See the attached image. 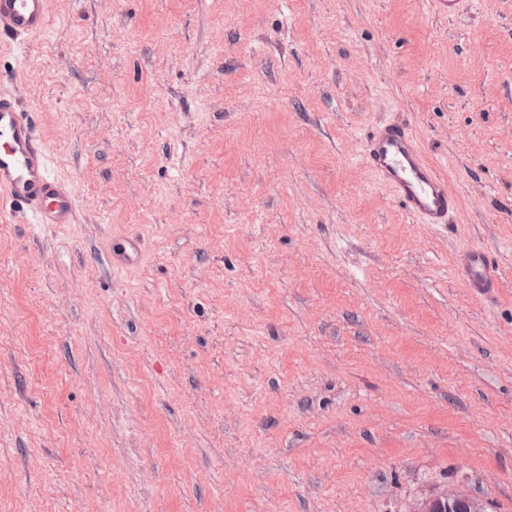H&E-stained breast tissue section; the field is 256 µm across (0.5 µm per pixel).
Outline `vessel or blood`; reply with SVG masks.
<instances>
[{
	"label": "vessel or blood",
	"mask_w": 512,
	"mask_h": 512,
	"mask_svg": "<svg viewBox=\"0 0 512 512\" xmlns=\"http://www.w3.org/2000/svg\"><path fill=\"white\" fill-rule=\"evenodd\" d=\"M47 0H0V37L26 39L41 33ZM364 160L420 224H443L457 208L448 181L426 159L408 125L391 123L367 137ZM75 201L51 172L50 155L36 135L28 112L0 97V211L20 213L30 224L70 223ZM457 266L476 293L498 286L488 257L468 250Z\"/></svg>",
	"instance_id": "1"
}]
</instances>
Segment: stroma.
<instances>
[{
	"label": "stroma",
	"mask_w": 512,
	"mask_h": 512,
	"mask_svg": "<svg viewBox=\"0 0 512 512\" xmlns=\"http://www.w3.org/2000/svg\"><path fill=\"white\" fill-rule=\"evenodd\" d=\"M48 16L0 41V95L75 210L0 214V512H408L457 484L512 512V0ZM388 122L448 223L365 164ZM364 160L419 224H445L457 209L448 181L426 159L407 124L391 123L367 137ZM457 266L477 294H490L499 287L488 257L480 251L468 250L457 256Z\"/></svg>",
	"instance_id": "1"
}]
</instances>
